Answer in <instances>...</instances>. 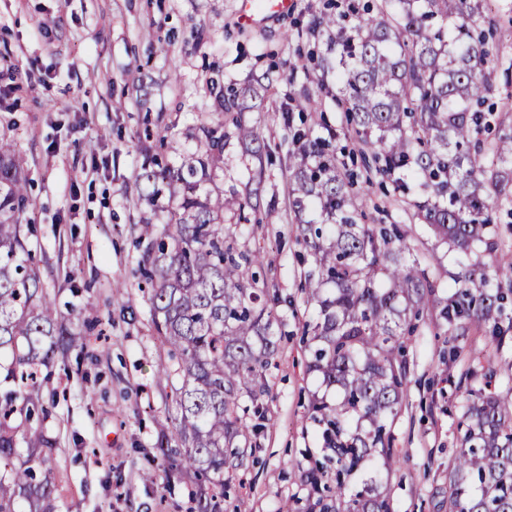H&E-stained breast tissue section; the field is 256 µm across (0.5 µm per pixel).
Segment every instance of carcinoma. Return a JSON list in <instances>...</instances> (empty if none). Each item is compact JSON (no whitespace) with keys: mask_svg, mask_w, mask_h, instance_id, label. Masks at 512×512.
I'll return each mask as SVG.
<instances>
[{"mask_svg":"<svg viewBox=\"0 0 512 512\" xmlns=\"http://www.w3.org/2000/svg\"><path fill=\"white\" fill-rule=\"evenodd\" d=\"M327 36L336 57V89L319 83L293 109L337 101L347 124L371 149L364 184L389 180L409 194L414 216L439 242L461 256L448 273L447 295L422 267L396 225L360 224L354 175L336 149L302 129L289 130V207L317 269L306 279L307 303L317 314L310 372L340 389L334 403H314L313 421L324 425L322 449L336 471L316 465L305 472L307 512H391L373 481L349 488L347 478L380 459L400 462L387 421L404 400L407 363L404 335L426 307L438 312L455 336L488 328L501 345L512 331V257L496 240L494 212L512 204V127L488 103L493 84L486 65L495 19L483 0H349L336 14L311 22ZM214 111L232 117L241 141L256 158L269 144L243 113L261 106L267 86L242 90L205 79ZM196 149L177 166L151 155L136 174L133 205H146L147 244L142 275L149 286L151 320L175 363L163 369L178 409L176 441L182 451L165 479L185 478L219 489L193 499L190 512H224V476L246 466L264 418L259 403L265 372L276 354L278 319L260 303L270 286L250 270L259 255L241 254L224 236V208L240 215L260 211L259 196L224 199L211 184L223 160L224 126L201 124ZM27 180L11 142L0 138V383L49 366L56 354L82 345L47 299L39 269L28 263L20 216L28 207ZM164 228L157 233L153 218ZM494 372L467 378L466 427L458 455L448 463L446 512H512V384L491 391ZM39 391H0V512H55L46 463L54 448L33 426ZM25 450H20V443Z\"/></svg>","mask_w":512,"mask_h":512,"instance_id":"obj_1","label":"carcinoma"}]
</instances>
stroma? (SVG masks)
<instances>
[{"mask_svg": "<svg viewBox=\"0 0 512 512\" xmlns=\"http://www.w3.org/2000/svg\"><path fill=\"white\" fill-rule=\"evenodd\" d=\"M336 0H294L284 13L240 22V0H0V136L15 145L28 173L32 257L47 295L81 347L55 357L40 389L41 431L56 451L47 464L56 512H185L189 484L150 483L147 465L161 469L162 429L173 428L172 393L160 382L170 365L139 289L144 239L141 210L132 206L145 146L160 138L185 141L202 123H223L224 164L215 181L225 196L261 195V224L237 211L224 213L236 250L266 254L257 278L274 284L266 304L282 316L275 330V362L261 398L265 427L244 487H231L224 512H302L308 488L303 472L322 455L311 420L319 381L307 369L305 325L313 308L303 292L314 268L286 216L289 125L311 136L336 133V151L362 171L364 146L331 99L306 112L285 111L286 95L314 90L332 75L306 71L308 54L325 44L309 32L314 17ZM498 35L489 70L492 101L512 125V0H492ZM273 85L260 110L246 120L271 146L247 155L228 115L215 111L205 77L247 85L262 75ZM369 224H399L419 254L441 257L413 216L409 196L373 185L362 198ZM131 294L117 296L116 285ZM408 388L389 427L401 461L392 469L370 464L353 483L373 479L386 490L392 512H440L448 494V464L461 446L467 373L494 371L493 387L512 379V339L495 347L488 329L449 336L430 312L406 337Z\"/></svg>", "mask_w": 512, "mask_h": 512, "instance_id": "1", "label": "stroma"}]
</instances>
